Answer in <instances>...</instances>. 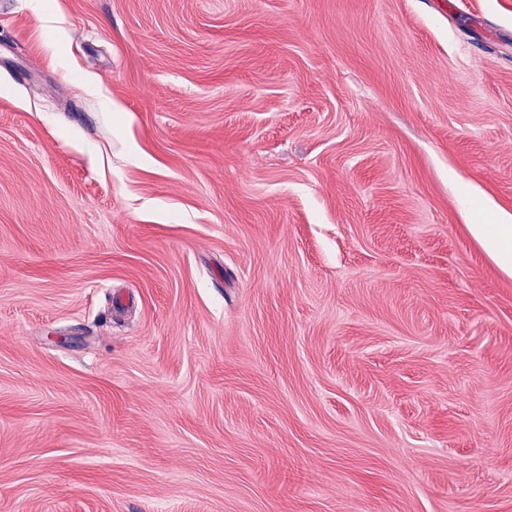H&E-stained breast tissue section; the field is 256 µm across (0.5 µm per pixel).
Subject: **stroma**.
<instances>
[{
	"instance_id": "obj_1",
	"label": "stroma",
	"mask_w": 512,
	"mask_h": 512,
	"mask_svg": "<svg viewBox=\"0 0 512 512\" xmlns=\"http://www.w3.org/2000/svg\"><path fill=\"white\" fill-rule=\"evenodd\" d=\"M512 0H0V512H512ZM471 231L497 266L512 276V224H474Z\"/></svg>"
}]
</instances>
